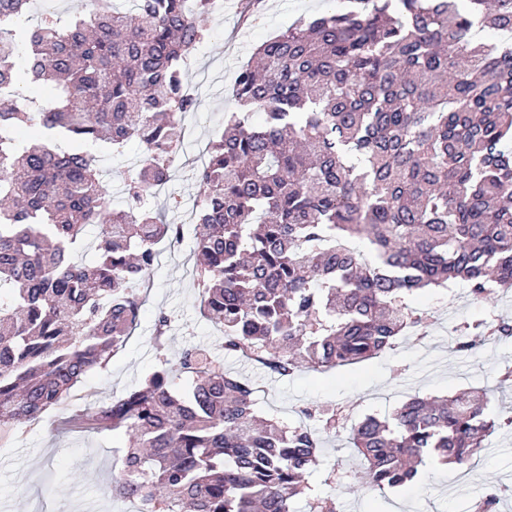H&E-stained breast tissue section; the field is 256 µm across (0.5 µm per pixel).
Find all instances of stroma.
<instances>
[{
	"mask_svg": "<svg viewBox=\"0 0 512 512\" xmlns=\"http://www.w3.org/2000/svg\"><path fill=\"white\" fill-rule=\"evenodd\" d=\"M221 14L203 16L206 37L185 69L195 91L197 109L185 122L196 129L195 142L181 146V160L170 170L164 189L147 200L169 223L179 225L181 238L162 245L163 260L151 274L152 287L140 311V325L125 347L102 371L86 378L59 407L39 421L0 432V512H135L131 503L112 499L114 476L120 475L129 437L121 431H87L76 419L94 404L121 395L157 363L150 342L158 312L171 319L165 352L174 359L191 346L206 348L224 367L257 387L256 409L289 423L313 403L341 407L348 423L368 414L391 413L419 395L450 396L475 386L490 394L488 414L512 417V387L500 374L512 366V337L476 339L473 348L457 347V327L466 320L493 314L512 320V290L494 291L477 302L465 285L424 290L410 296V307L427 312L420 335L400 337L393 349L357 365L325 372L301 369L289 377L225 355L224 336L201 314V296L192 278L195 258L193 211L202 197L192 159L224 128V115L236 111L233 85L256 48L278 32L329 8V0H223ZM103 183L114 208L127 205L124 183L140 164L144 147L127 142L122 153L100 151ZM360 460L347 434L323 439L320 464L308 482L331 497L336 512H475L485 496H499L497 512H512V430L495 432L468 474L431 464L418 482L398 490H359Z\"/></svg>",
	"mask_w": 512,
	"mask_h": 512,
	"instance_id": "35a3bbf8",
	"label": "stroma"
}]
</instances>
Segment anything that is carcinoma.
Listing matches in <instances>:
<instances>
[{"label": "carcinoma", "mask_w": 512, "mask_h": 512, "mask_svg": "<svg viewBox=\"0 0 512 512\" xmlns=\"http://www.w3.org/2000/svg\"><path fill=\"white\" fill-rule=\"evenodd\" d=\"M103 3L67 24L25 29L24 75L0 66V426L39 420L106 367L138 325L156 246L178 240L149 207L168 181L186 114L185 57L204 39L215 0ZM30 0H0V42ZM512 0H348L260 45L237 74L239 110L206 145L194 280L224 350L288 377L357 364L424 324L406 297L462 282L512 288ZM56 83L41 104L25 94ZM262 122H254V115ZM145 160L112 209L85 146ZM98 237L82 258L85 227ZM362 240L367 251L349 242ZM512 336V322L461 329ZM173 386L170 360L120 397L89 409L95 427L135 439L112 499L138 512H335L310 493L318 435L339 412L312 404L302 421L260 419L256 388L191 347ZM488 392L414 397L351 427L362 484L413 481L431 459L470 470L495 421Z\"/></svg>", "instance_id": "1"}]
</instances>
